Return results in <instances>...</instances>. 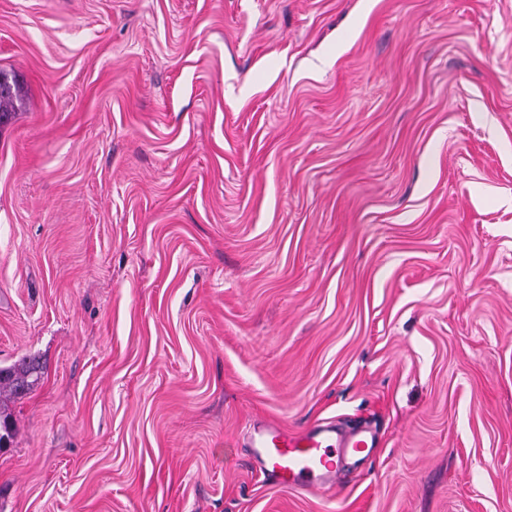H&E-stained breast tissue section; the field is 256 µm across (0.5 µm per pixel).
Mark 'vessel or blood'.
I'll use <instances>...</instances> for the list:
<instances>
[{"mask_svg": "<svg viewBox=\"0 0 512 512\" xmlns=\"http://www.w3.org/2000/svg\"><path fill=\"white\" fill-rule=\"evenodd\" d=\"M377 443L373 432L341 434L331 424H318L296 433L268 424L250 438L256 461L288 489L334 485L347 459L368 453Z\"/></svg>", "mask_w": 512, "mask_h": 512, "instance_id": "b4317fda", "label": "vessel or blood"}]
</instances>
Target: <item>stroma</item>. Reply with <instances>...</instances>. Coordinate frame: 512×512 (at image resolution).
<instances>
[{
	"instance_id": "1",
	"label": "stroma",
	"mask_w": 512,
	"mask_h": 512,
	"mask_svg": "<svg viewBox=\"0 0 512 512\" xmlns=\"http://www.w3.org/2000/svg\"><path fill=\"white\" fill-rule=\"evenodd\" d=\"M0 69V512H512V0H0ZM38 366L23 362L18 366L0 368V393L8 392L15 398L26 395L38 380ZM36 377L32 380L29 378ZM377 443L371 431L340 434L332 424L296 433L267 424L250 438L256 461L287 489L331 487L348 458L369 453Z\"/></svg>"
}]
</instances>
